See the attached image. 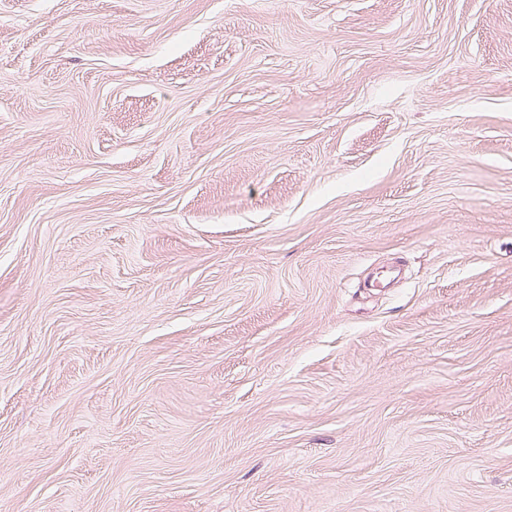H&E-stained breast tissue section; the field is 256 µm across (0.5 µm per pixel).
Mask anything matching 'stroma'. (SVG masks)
Segmentation results:
<instances>
[{
  "instance_id": "35a3bbf8",
  "label": "stroma",
  "mask_w": 512,
  "mask_h": 512,
  "mask_svg": "<svg viewBox=\"0 0 512 512\" xmlns=\"http://www.w3.org/2000/svg\"><path fill=\"white\" fill-rule=\"evenodd\" d=\"M0 512H512V0H0Z\"/></svg>"
}]
</instances>
